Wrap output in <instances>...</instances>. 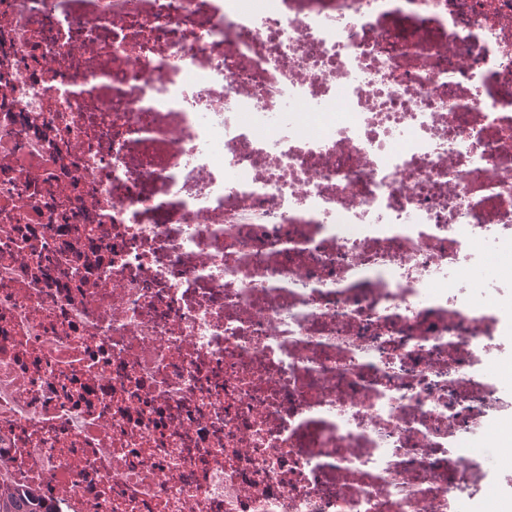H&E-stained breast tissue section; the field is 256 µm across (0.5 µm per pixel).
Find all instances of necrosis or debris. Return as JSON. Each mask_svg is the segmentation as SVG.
Returning <instances> with one entry per match:
<instances>
[{
  "label": "necrosis or debris",
  "mask_w": 512,
  "mask_h": 512,
  "mask_svg": "<svg viewBox=\"0 0 512 512\" xmlns=\"http://www.w3.org/2000/svg\"><path fill=\"white\" fill-rule=\"evenodd\" d=\"M512 282V0H0V483L55 512H455Z\"/></svg>",
  "instance_id": "4bbe7bcc"
}]
</instances>
